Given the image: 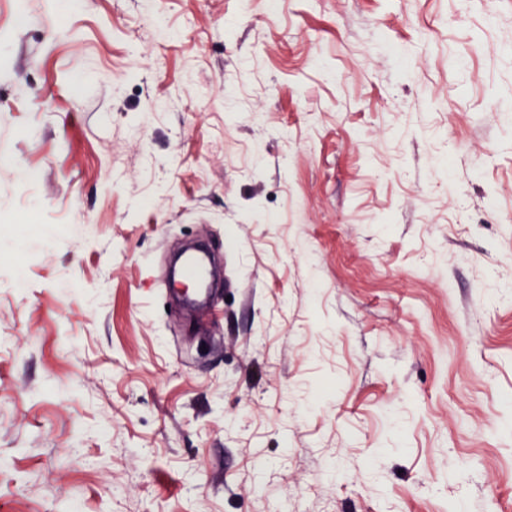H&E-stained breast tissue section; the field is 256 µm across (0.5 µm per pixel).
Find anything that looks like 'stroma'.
I'll return each mask as SVG.
<instances>
[{"label": "stroma", "instance_id": "stroma-1", "mask_svg": "<svg viewBox=\"0 0 512 512\" xmlns=\"http://www.w3.org/2000/svg\"><path fill=\"white\" fill-rule=\"evenodd\" d=\"M74 502L512 512V0H0V512Z\"/></svg>", "mask_w": 512, "mask_h": 512}]
</instances>
